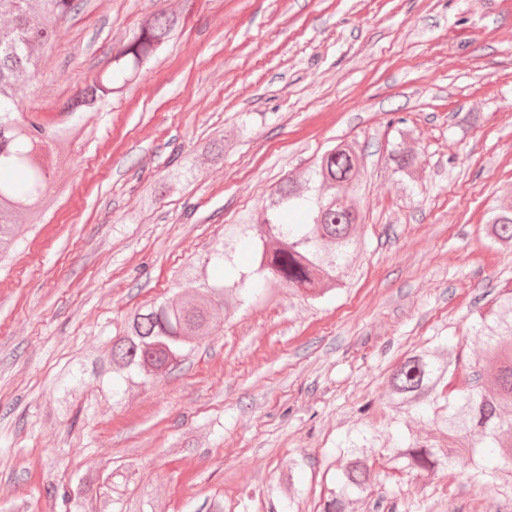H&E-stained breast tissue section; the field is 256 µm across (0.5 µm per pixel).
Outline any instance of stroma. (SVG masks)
I'll return each instance as SVG.
<instances>
[{"label": "stroma", "mask_w": 512, "mask_h": 512, "mask_svg": "<svg viewBox=\"0 0 512 512\" xmlns=\"http://www.w3.org/2000/svg\"><path fill=\"white\" fill-rule=\"evenodd\" d=\"M158 13L180 20L171 40L46 151L48 194L0 261V512H98L92 473L153 512H322L359 430L377 442L354 512H512L468 456L416 476L387 452L408 435L447 449L428 418L395 420L389 376L424 348L478 358L472 326L512 286L485 226L512 207V0H77L21 112L56 121ZM403 122L410 183L388 163ZM217 133L222 159L170 179ZM350 140L355 279L319 300L268 282L120 403L87 371L59 408L66 373L173 296L225 225Z\"/></svg>", "instance_id": "1"}]
</instances>
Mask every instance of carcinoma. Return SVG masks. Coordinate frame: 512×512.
Masks as SVG:
<instances>
[{
    "instance_id": "1",
    "label": "carcinoma",
    "mask_w": 512,
    "mask_h": 512,
    "mask_svg": "<svg viewBox=\"0 0 512 512\" xmlns=\"http://www.w3.org/2000/svg\"><path fill=\"white\" fill-rule=\"evenodd\" d=\"M75 0H0V253L10 249L21 230V217L33 216L42 205L49 172L40 151L60 145L78 132V121L97 102L112 95L115 81L134 71L144 59L169 41L178 25L173 15L155 14L144 21L135 39L113 58L112 69L97 76L70 101L61 119L46 126L20 112L15 98L19 82L37 65L35 48L55 38L59 25L75 10ZM224 137L206 144L200 153L175 169L178 179L198 171L224 154ZM362 154L354 143L341 142L325 151L310 173L309 193L286 181L266 198L262 220L231 224L224 244L213 248L205 264L220 272L211 279L207 269L182 274V297L135 312L123 336L107 352L112 398L143 372L163 374L181 362L194 343L216 327L217 303L236 294H255L269 277L288 288L304 289L320 299L344 285L358 248L352 234L359 210L354 188L361 174ZM394 173L413 180V157L402 144L390 151ZM297 213L295 224L287 216ZM488 235L512 248V212L491 209ZM253 238L260 245L257 261L242 268L236 245ZM474 333L499 366L489 383L473 370L465 388L448 390L459 364L430 351L407 357L389 380L390 397L400 414H421L469 448L478 449L471 476L498 482L502 495H512V483L502 473L512 469V288L500 293L480 314ZM374 441L362 434L345 444L339 481L323 512H347L354 496L367 490L371 474L361 449ZM389 461L420 474L435 472L443 456L420 440L409 437L388 449Z\"/></svg>"
}]
</instances>
